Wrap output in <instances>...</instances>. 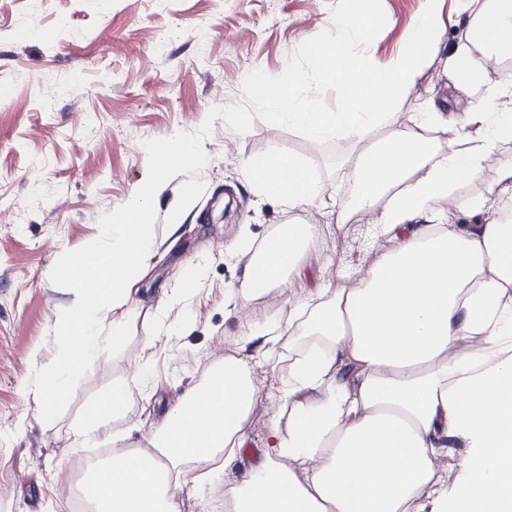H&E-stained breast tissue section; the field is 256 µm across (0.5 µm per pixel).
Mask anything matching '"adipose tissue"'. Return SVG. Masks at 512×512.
<instances>
[{"label": "adipose tissue", "instance_id": "1", "mask_svg": "<svg viewBox=\"0 0 512 512\" xmlns=\"http://www.w3.org/2000/svg\"><path fill=\"white\" fill-rule=\"evenodd\" d=\"M439 0H427L397 56L362 59L357 43L377 24L366 0H347L332 20L333 37L309 49L320 82L334 87L328 109L304 96L298 75L255 78L251 90L273 104L277 122L313 138L351 137L350 203L337 223L369 214L383 251L353 287L318 303L289 302L279 319L307 346L272 400L265 458L226 492L229 512H410L421 492L431 512H512V166L499 168L485 192L459 202L462 181L479 178L498 146L512 141V0H465L467 20L447 64L460 87L485 100L458 111L479 137L463 151L436 150L437 114L419 77L441 50ZM417 110L398 119L406 101ZM261 195L294 208L324 198L308 163L285 150L248 162ZM448 202L466 224L430 223L434 203ZM309 227L286 224L259 246L245 278L261 294L301 274ZM124 380L83 412L85 439L104 436L125 413ZM257 397L249 365L238 358L188 390L153 433L151 451L116 454L91 492L95 512H176L162 488L185 462L236 467L242 425ZM467 454L447 485L440 461Z\"/></svg>", "mask_w": 512, "mask_h": 512}]
</instances>
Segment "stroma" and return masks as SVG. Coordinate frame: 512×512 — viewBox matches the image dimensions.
Segmentation results:
<instances>
[{"label": "stroma", "instance_id": "35a3bbf8", "mask_svg": "<svg viewBox=\"0 0 512 512\" xmlns=\"http://www.w3.org/2000/svg\"><path fill=\"white\" fill-rule=\"evenodd\" d=\"M426 0H368L381 19L361 43L365 55L394 57ZM345 0H0V512H70L67 489L84 484L83 465L107 448L145 446L178 399L225 357L247 359L260 388L243 426L247 441L233 473L197 483L183 469L174 488L179 512H224L225 491L264 459L276 414L269 395L288 375L295 350L280 339L271 359L242 338L277 332L283 284L248 299L247 247L282 224H307L308 287L328 266L364 273L378 258L368 215L337 223L334 204L288 209L262 197L245 165L285 149L310 163L335 202L347 198L348 139L320 144L254 119L245 133L216 119L197 175L203 188L182 213L190 179L168 178L154 198V244L123 309L131 337L117 355L98 351L62 415L44 422L31 386L55 358V314L74 291L51 272L63 253L100 235V218L146 181V142L199 129L210 110L243 103L247 75L284 73L304 41L327 30ZM419 89L442 121L434 147L458 150L475 137L449 115L461 94L437 57ZM176 215L178 226L167 218ZM196 287H184L187 277ZM133 389L110 439L77 448L84 407L114 379Z\"/></svg>", "mask_w": 512, "mask_h": 512}]
</instances>
